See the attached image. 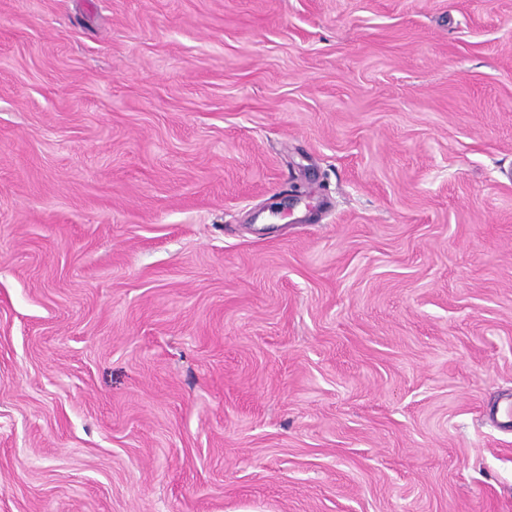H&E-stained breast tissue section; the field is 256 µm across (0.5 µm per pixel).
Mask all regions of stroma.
Segmentation results:
<instances>
[{
    "mask_svg": "<svg viewBox=\"0 0 512 512\" xmlns=\"http://www.w3.org/2000/svg\"><path fill=\"white\" fill-rule=\"evenodd\" d=\"M0 512H512V0H0Z\"/></svg>",
    "mask_w": 512,
    "mask_h": 512,
    "instance_id": "obj_1",
    "label": "stroma"
}]
</instances>
